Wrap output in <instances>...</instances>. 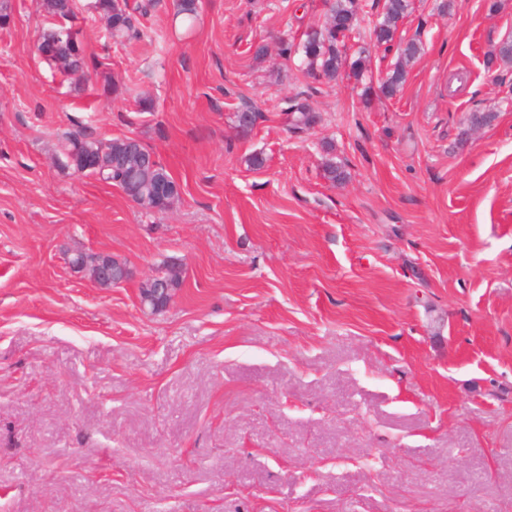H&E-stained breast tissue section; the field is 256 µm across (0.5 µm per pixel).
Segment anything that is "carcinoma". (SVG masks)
Returning a JSON list of instances; mask_svg holds the SVG:
<instances>
[{"mask_svg": "<svg viewBox=\"0 0 512 512\" xmlns=\"http://www.w3.org/2000/svg\"><path fill=\"white\" fill-rule=\"evenodd\" d=\"M159 0H140L129 7L127 0H97L96 10L101 21L119 38H133L140 35L135 25L136 16L146 17L156 9ZM37 11L51 19H69L68 0H36ZM409 0H384L378 22L369 30L368 38L373 46L395 51L396 60L379 84L380 93L392 98L399 93L407 80L408 66L421 53V43L416 39L407 41L396 39V34L409 14ZM359 0H328V9L323 15V24L318 29L305 33V38L294 43L284 41L280 54L286 58L299 55L308 77L315 81L336 80V73L344 70L359 81L367 71L369 50L365 47L350 56L347 54L346 40L356 33L359 26ZM54 25L41 34L36 50L39 56L52 68L65 74L84 72L86 62L82 41L76 32L66 39L57 38ZM487 69L512 67V39L501 40L485 55ZM317 88L308 85L289 100L288 118L295 132H303L316 123V115L308 104V99ZM63 155L66 166L80 170L96 165L98 169L86 174L118 186L125 195L142 209L151 211L159 206L152 198V189L158 180H172L168 172L155 160L153 153L139 142L130 149L127 138L107 141L91 140L78 132H65L62 135ZM326 152L325 175L333 183L344 181L347 174L336 163L332 145L324 146Z\"/></svg>", "mask_w": 512, "mask_h": 512, "instance_id": "obj_1", "label": "carcinoma"}]
</instances>
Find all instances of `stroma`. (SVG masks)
<instances>
[{
	"instance_id": "obj_1",
	"label": "stroma",
	"mask_w": 512,
	"mask_h": 512,
	"mask_svg": "<svg viewBox=\"0 0 512 512\" xmlns=\"http://www.w3.org/2000/svg\"><path fill=\"white\" fill-rule=\"evenodd\" d=\"M10 2L0 512H512V68L484 66L512 0H411L399 34L423 51L400 93L320 84L302 133L279 41L323 0H198L190 29L160 0L118 40L79 0L80 79L39 57L34 0ZM66 130L141 140L172 209L76 175ZM78 251L134 275L98 285ZM167 267L181 288L142 309Z\"/></svg>"
}]
</instances>
